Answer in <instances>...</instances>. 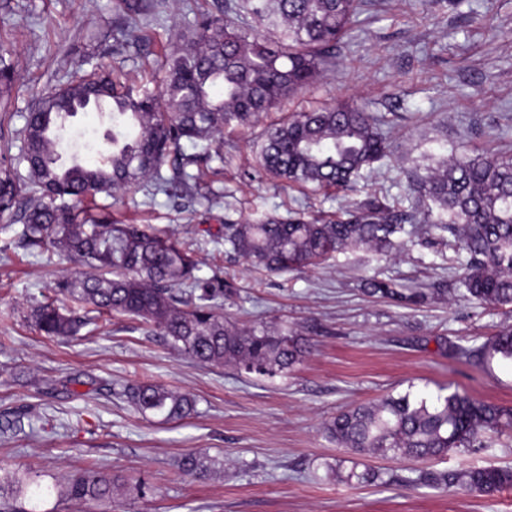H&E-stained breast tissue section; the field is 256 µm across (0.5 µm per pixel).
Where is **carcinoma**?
Listing matches in <instances>:
<instances>
[{
	"mask_svg": "<svg viewBox=\"0 0 512 512\" xmlns=\"http://www.w3.org/2000/svg\"><path fill=\"white\" fill-rule=\"evenodd\" d=\"M359 0H238L229 16L224 0L198 13L180 47L166 58V79L156 95L140 92L109 73L82 76L43 97L29 113L19 162L28 169V196L9 175L0 176V213L19 210L29 247L50 244L79 258L87 270L55 283L58 294L98 313L137 317L160 330L178 354L210 365H231L263 378L285 376L310 345L274 323L240 327L212 301L232 284L196 275L198 262L179 242L148 225L114 224L98 212L95 198L111 196L155 179L157 189L190 191L200 176L186 171L200 158L179 152L183 139L210 141L226 126L247 127L293 95L307 91L346 34ZM249 16L259 27L238 22ZM112 114V149L94 162L67 165L59 152L60 120L78 112ZM377 120L357 105L304 109L272 127L258 151L273 177L315 190L353 187L362 169L387 156ZM169 164L173 177L161 169ZM410 211L374 197L356 203L334 223L269 218L224 225V245L244 261L270 273L319 266L335 253L365 248L383 257L402 247L400 234L412 224L424 235L448 233V245L466 254L459 277L462 295L491 309L512 306V156L466 153L416 162ZM69 198L70 208L56 200ZM200 291L188 306L186 290ZM368 294L401 306L424 295L392 279H369ZM47 336H75L89 318L52 302L32 312ZM458 359L490 365L512 363V326L503 325L481 344L448 345ZM141 414L184 418L194 401L162 385L125 388ZM326 437L354 454L427 461L451 450L488 447V439L512 431V409L478 402L456 391L430 396L408 392L351 406L326 422ZM331 472L347 483L388 484L380 470ZM397 480L440 493L465 490L493 496L512 489V467L445 471L413 470ZM127 488L119 478L89 468L69 476L65 499L81 503L112 499ZM41 494L33 479L0 474V500Z\"/></svg>",
	"mask_w": 512,
	"mask_h": 512,
	"instance_id": "obj_1",
	"label": "carcinoma"
}]
</instances>
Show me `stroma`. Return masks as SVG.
I'll return each mask as SVG.
<instances>
[{"label": "stroma", "instance_id": "stroma-1", "mask_svg": "<svg viewBox=\"0 0 512 512\" xmlns=\"http://www.w3.org/2000/svg\"><path fill=\"white\" fill-rule=\"evenodd\" d=\"M205 0H165L141 15L137 31L119 0H0V47L13 82L0 93V169L19 184L26 119L50 90L99 65L131 83L160 89L164 60ZM338 102L382 118L394 153L362 170L356 192L317 193L271 181L254 147L292 112ZM108 119L80 112L62 141L93 160L108 146ZM474 149L512 154V0H364L351 30L310 91L253 126L227 128L214 141H182L186 155L210 154L200 198L169 200L153 183L110 205L113 221L151 224L194 253L200 277L233 282L219 312L239 325L284 322L312 345L287 377L255 378L171 353L138 318L112 315L73 338L42 335L32 309L76 265L51 248L23 242L20 215L0 217V470L33 472L43 486L93 468L140 485L111 503L73 504L45 495L40 512H512V493L442 494L392 484L338 481L329 471L366 465L397 475L413 462L357 456L336 447L325 422L346 408L408 386L447 388L512 408V365L479 367L450 357L449 344L480 343L512 325V307L483 308L463 298L457 254L414 232L385 258L359 249L317 267L269 274L224 248V227L267 217L343 215L378 196L410 209L408 177L424 154ZM428 292L426 303L398 307L368 295L371 277ZM154 382L188 394L182 419L142 415L123 394ZM188 455L211 463L203 476L181 472ZM512 464V438L476 454L449 453L431 470Z\"/></svg>", "mask_w": 512, "mask_h": 512}]
</instances>
